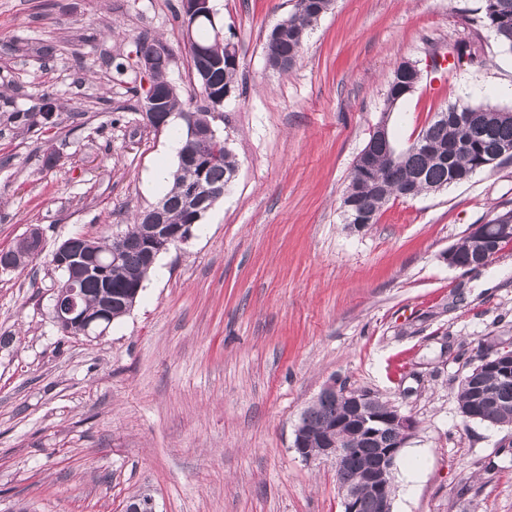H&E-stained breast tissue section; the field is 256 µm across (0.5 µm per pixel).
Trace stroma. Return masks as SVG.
Segmentation results:
<instances>
[{"label":"stroma","instance_id":"1","mask_svg":"<svg viewBox=\"0 0 512 512\" xmlns=\"http://www.w3.org/2000/svg\"><path fill=\"white\" fill-rule=\"evenodd\" d=\"M213 4L239 60V92L213 120L235 178L130 314L89 341L52 318V254L125 230L165 194L154 172L178 142L141 110L135 42L169 44L168 78L190 100L179 2L0 0V250L33 225L43 236L27 267L0 270V512H125L143 495L155 512H344L335 463L293 448L335 378L418 422L392 512H512V426L463 421L456 392L482 353L512 344V244L477 271L442 258L512 210V163L392 200L360 231L341 209L398 63L422 73L390 116L398 147L448 103L512 108V56L481 0H333L286 71L264 46L294 0ZM462 42L484 65L432 70ZM47 93L48 129L9 122Z\"/></svg>","mask_w":512,"mask_h":512}]
</instances>
